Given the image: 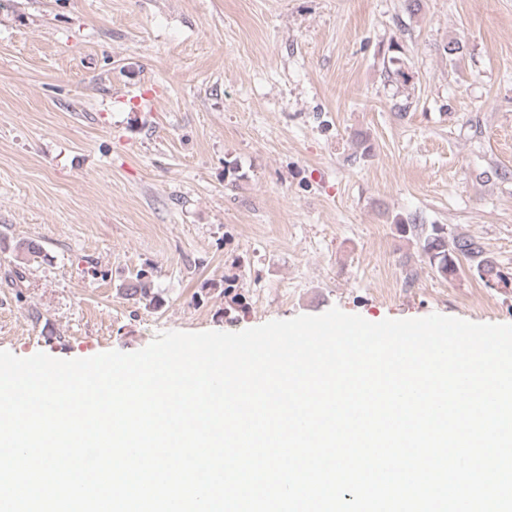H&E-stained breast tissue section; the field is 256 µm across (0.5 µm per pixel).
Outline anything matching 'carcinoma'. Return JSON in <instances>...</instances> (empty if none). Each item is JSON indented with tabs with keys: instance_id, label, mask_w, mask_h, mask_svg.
<instances>
[{
	"instance_id": "carcinoma-1",
	"label": "carcinoma",
	"mask_w": 512,
	"mask_h": 512,
	"mask_svg": "<svg viewBox=\"0 0 512 512\" xmlns=\"http://www.w3.org/2000/svg\"><path fill=\"white\" fill-rule=\"evenodd\" d=\"M396 230L416 240L429 264L442 278H452L461 270L460 261L466 260L486 281L512 285V272L502 270L497 262L485 252L477 240L455 233L446 224H419L415 218L395 215L392 219ZM126 295L139 301L155 302L151 292L149 271L140 270L126 285Z\"/></svg>"
}]
</instances>
